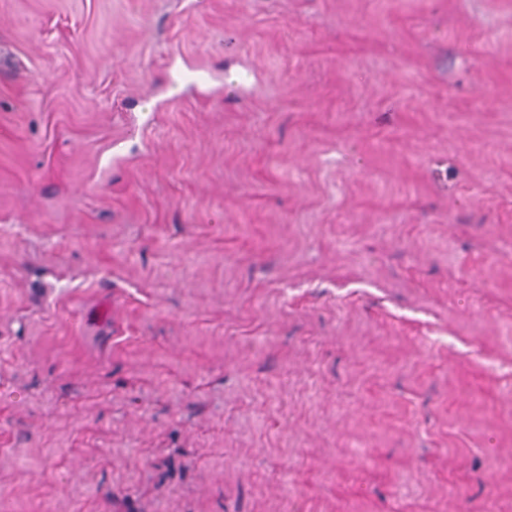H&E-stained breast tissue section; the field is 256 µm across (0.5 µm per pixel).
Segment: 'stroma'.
I'll return each mask as SVG.
<instances>
[{"label":"stroma","instance_id":"1","mask_svg":"<svg viewBox=\"0 0 512 512\" xmlns=\"http://www.w3.org/2000/svg\"><path fill=\"white\" fill-rule=\"evenodd\" d=\"M0 46V512H512V0Z\"/></svg>","mask_w":512,"mask_h":512}]
</instances>
